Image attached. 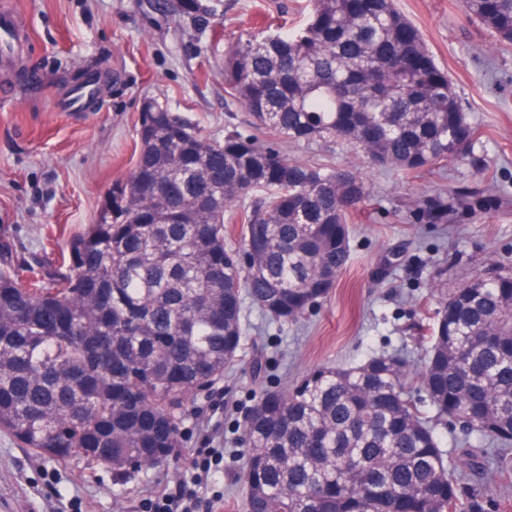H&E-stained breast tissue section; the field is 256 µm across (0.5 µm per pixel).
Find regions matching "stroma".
Segmentation results:
<instances>
[{
    "label": "stroma",
    "mask_w": 512,
    "mask_h": 512,
    "mask_svg": "<svg viewBox=\"0 0 512 512\" xmlns=\"http://www.w3.org/2000/svg\"><path fill=\"white\" fill-rule=\"evenodd\" d=\"M174 0H0L30 40L0 62V246L20 275L65 271L73 238L96 222L114 181L134 167L142 103L154 99L211 138L249 133L248 115L227 106L225 48L239 36L300 26L307 0H224L206 32L175 14ZM447 70L469 123L476 157L407 176L376 168L339 141L287 147L316 167L355 165L369 198L350 215L351 263L329 296L294 325L246 305L238 359L210 390L192 395L181 424L179 462L115 474L106 466L61 464L0 432V512H148L149 500L189 478L206 438L224 451L212 465L198 512H246L241 473L249 453L244 417L264 390L320 365L353 366L404 354L421 371L438 296L474 274L512 267V47L468 17L461 0H396ZM101 78L97 102L63 111L57 100L78 73ZM453 188L465 205L444 224L417 219L419 198Z\"/></svg>",
    "instance_id": "stroma-1"
}]
</instances>
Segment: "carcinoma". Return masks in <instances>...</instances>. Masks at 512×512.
<instances>
[{
    "label": "carcinoma",
    "instance_id": "cac0c4a2",
    "mask_svg": "<svg viewBox=\"0 0 512 512\" xmlns=\"http://www.w3.org/2000/svg\"><path fill=\"white\" fill-rule=\"evenodd\" d=\"M221 2L176 10L204 32ZM463 7L512 44V0ZM223 74L256 133L215 140L148 101L134 170L72 241L68 270H0V431L42 458L117 474L131 458L166 464L190 397L236 361L244 299L293 325L335 287L369 186L285 146L340 140L406 175L480 164L448 72L393 0H312L300 28L232 42ZM249 195L232 246L224 212ZM423 213L441 221L448 201ZM438 303L419 374L433 416L411 398L401 354L262 392L243 424L246 512H483L474 472L512 473V270ZM449 418L466 425L462 450L436 431Z\"/></svg>",
    "mask_w": 512,
    "mask_h": 512
}]
</instances>
